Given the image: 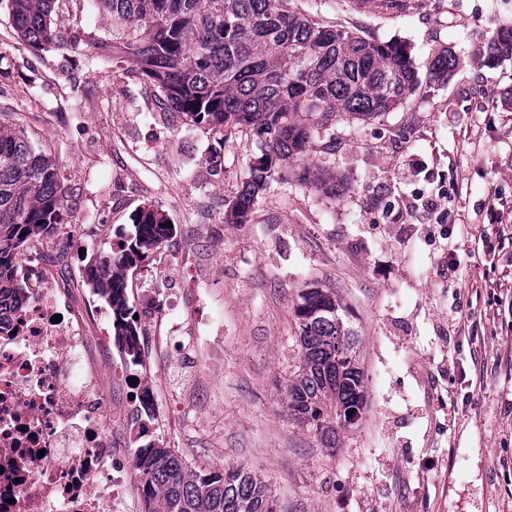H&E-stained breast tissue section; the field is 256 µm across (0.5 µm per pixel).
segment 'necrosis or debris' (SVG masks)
<instances>
[{"label": "necrosis or debris", "instance_id": "4bbe7bcc", "mask_svg": "<svg viewBox=\"0 0 512 512\" xmlns=\"http://www.w3.org/2000/svg\"><path fill=\"white\" fill-rule=\"evenodd\" d=\"M24 271L27 297L0 319V512H127L90 321L42 251Z\"/></svg>", "mask_w": 512, "mask_h": 512}]
</instances>
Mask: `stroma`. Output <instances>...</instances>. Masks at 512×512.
I'll list each match as a JSON object with an SVG mask.
<instances>
[{"label": "stroma", "instance_id": "1", "mask_svg": "<svg viewBox=\"0 0 512 512\" xmlns=\"http://www.w3.org/2000/svg\"><path fill=\"white\" fill-rule=\"evenodd\" d=\"M329 26L410 49L421 72L406 104L337 115L305 175L270 179L248 223L224 212L258 152L161 112L133 61L67 49L32 55L0 9V119L51 150L67 219L89 243L49 253L78 303L86 269L154 206L174 235L130 270L127 297L173 300L182 333L126 370L157 399L151 442L192 471L242 466L276 512H512V59L488 42L512 0H291ZM458 64L425 77L433 53ZM339 175L342 196L315 187ZM336 291L360 336L369 409L335 448L296 423L284 391L300 362L293 307L307 285ZM119 456L135 447L106 388Z\"/></svg>", "mask_w": 512, "mask_h": 512}]
</instances>
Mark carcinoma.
I'll list each match as a JSON object with an SVG mask.
<instances>
[{
	"mask_svg": "<svg viewBox=\"0 0 512 512\" xmlns=\"http://www.w3.org/2000/svg\"><path fill=\"white\" fill-rule=\"evenodd\" d=\"M17 38L34 51L112 47L130 57L154 89L163 111L184 124L222 134L247 129L259 153L224 223L244 224L275 173L304 164L321 131L339 112L368 120L402 105L419 82L407 47L326 26L292 9L291 0H91L112 20V44L90 30L67 27L65 0H0ZM493 59L512 58V22L489 41ZM456 56L430 58L428 78L447 80ZM318 189L329 197L342 181L329 173ZM66 192L58 167L21 127L0 123V306L26 297L17 258L33 242L56 234ZM132 218L134 232L86 269V284L112 310L114 340L134 365L142 361L140 326L127 300V275L173 235L151 206ZM294 308L301 364L285 395L295 421L336 447V430L352 426L344 410L367 411V376L349 308L316 284ZM145 512H275L266 486L242 467L221 473L187 471L169 448L150 444L136 456Z\"/></svg>",
	"mask_w": 512,
	"mask_h": 512,
	"instance_id": "1",
	"label": "carcinoma"
}]
</instances>
